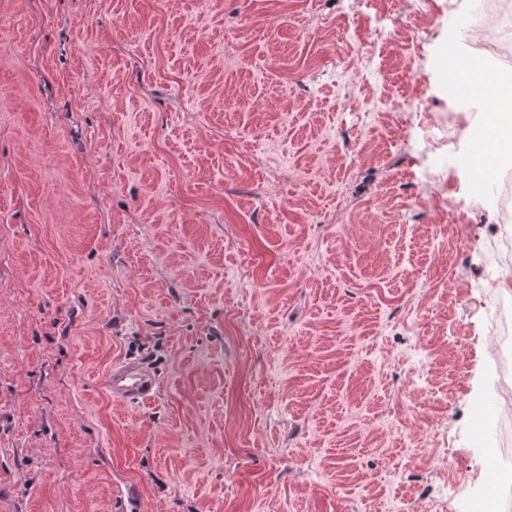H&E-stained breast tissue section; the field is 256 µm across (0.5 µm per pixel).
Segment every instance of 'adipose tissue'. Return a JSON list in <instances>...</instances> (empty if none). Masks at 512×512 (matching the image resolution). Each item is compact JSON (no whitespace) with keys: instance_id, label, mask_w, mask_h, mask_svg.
<instances>
[{"instance_id":"obj_1","label":"adipose tissue","mask_w":512,"mask_h":512,"mask_svg":"<svg viewBox=\"0 0 512 512\" xmlns=\"http://www.w3.org/2000/svg\"><path fill=\"white\" fill-rule=\"evenodd\" d=\"M472 99L480 112L468 114L469 147L459 160L460 173L476 166L488 173L483 186H490V174L512 168V77L492 66L478 65Z\"/></svg>"}]
</instances>
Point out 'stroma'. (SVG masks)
Listing matches in <instances>:
<instances>
[{"label":"stroma","instance_id":"stroma-1","mask_svg":"<svg viewBox=\"0 0 512 512\" xmlns=\"http://www.w3.org/2000/svg\"><path fill=\"white\" fill-rule=\"evenodd\" d=\"M468 5L0 0V512H481ZM105 386L114 400L137 403L152 396L156 380L143 366L122 361L112 367Z\"/></svg>","mask_w":512,"mask_h":512}]
</instances>
